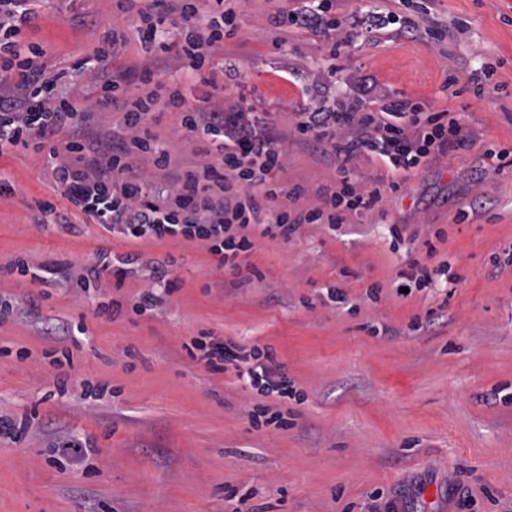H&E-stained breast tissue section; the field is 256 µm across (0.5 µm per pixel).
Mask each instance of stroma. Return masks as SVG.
I'll return each instance as SVG.
<instances>
[{"label": "stroma", "mask_w": 512, "mask_h": 512, "mask_svg": "<svg viewBox=\"0 0 512 512\" xmlns=\"http://www.w3.org/2000/svg\"><path fill=\"white\" fill-rule=\"evenodd\" d=\"M335 2L330 35L279 26V0H233L236 32L211 63L219 104L277 132L284 170L272 187L290 212L324 206L345 177L378 190L381 206L334 228L303 225L287 242L250 227L239 274L200 242L129 243L81 214L76 234L42 222L38 202L66 204L42 154L0 156L15 188L0 196V269L19 255L78 267L100 251L179 263L178 290L144 316L131 311L149 286L137 274L118 286L106 273L85 290L0 272V304L12 305L0 317V415L30 425L23 444L0 437V512H512V167L484 156L512 153V0H434L450 28L439 40L411 28L416 0ZM34 5L25 35L47 69L93 53L111 29L127 38L114 68L149 66L113 0ZM371 11L388 24L354 26ZM332 35L343 43L334 60ZM94 82L78 77L83 109L98 129L118 126ZM397 100L450 112L472 145L397 175L369 152L340 168L295 129L313 112L377 113ZM148 127L176 166L207 161L209 142L178 113L158 106ZM295 185L302 195L288 197ZM411 256L447 266L449 280L399 294ZM332 287L344 303L329 300ZM80 320L72 366H51L52 329ZM202 331L276 351L304 393L288 404L291 427L254 428L248 412L267 397L190 360L182 345ZM66 438L96 450L70 457Z\"/></svg>", "instance_id": "obj_1"}]
</instances>
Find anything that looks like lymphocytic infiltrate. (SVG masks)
Instances as JSON below:
<instances>
[{"instance_id":"f902f5d3","label":"lymphocytic infiltrate","mask_w":512,"mask_h":512,"mask_svg":"<svg viewBox=\"0 0 512 512\" xmlns=\"http://www.w3.org/2000/svg\"><path fill=\"white\" fill-rule=\"evenodd\" d=\"M117 5L135 28L143 56L175 54L192 77L210 67L215 52L224 45L225 28L234 27L236 19L224 0H117ZM33 13V0H0V155L20 145L43 152L61 197L71 206L66 212L54 203H39L40 213L51 223H69L75 209L130 242L201 241L219 267L237 274L241 254L253 247L245 232L248 225H261L264 234L287 241L302 225L340 224L344 211L370 210L379 204V191L360 192L345 180L329 198L327 209L293 213L274 207L276 193L268 184L283 169L275 136L238 133L236 116L209 102L187 105L178 90L169 94L168 107L180 113L186 129L217 142L218 154L196 169H173L166 144L142 133L162 86L155 69L112 72V59L126 43L123 35L112 30L105 32L93 55L71 69L48 72L37 64L43 47L26 42L23 34ZM87 71L94 72L100 90L121 106L120 128L99 131L88 125L73 139L58 143L57 135L77 121L73 85L76 74ZM132 80L138 81L139 92L128 98L123 91ZM385 113L381 120L352 108L315 112L298 122L296 129L301 136L313 134L326 142L340 164H349L367 151L396 171L470 146L463 125L443 113L425 115L403 101L387 106ZM229 129L236 136L227 145L223 139ZM144 156L163 171V178L144 176L139 165ZM137 262L130 254L104 252L90 265L76 268L54 261L44 271L63 282L83 283L108 269L121 282ZM145 270L151 286L132 306L139 315L154 310L178 288L169 264H149ZM191 346L198 364L216 373L234 370L243 388L283 402L297 397L292 381L281 375L271 347L247 350L211 336L193 339Z\"/></svg>"}]
</instances>
